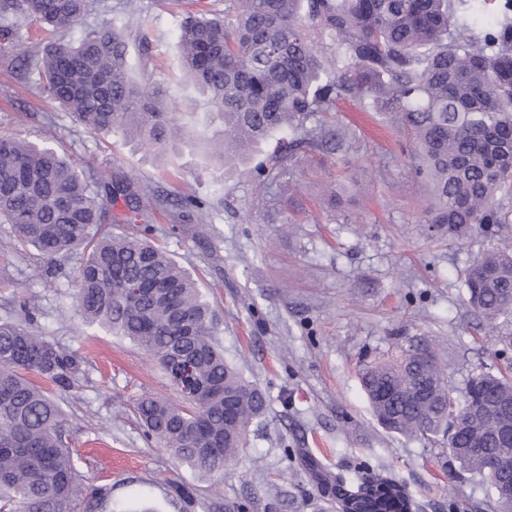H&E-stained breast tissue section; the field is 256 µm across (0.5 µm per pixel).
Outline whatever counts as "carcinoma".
<instances>
[{
  "instance_id": "cac0c4a2",
  "label": "carcinoma",
  "mask_w": 512,
  "mask_h": 512,
  "mask_svg": "<svg viewBox=\"0 0 512 512\" xmlns=\"http://www.w3.org/2000/svg\"><path fill=\"white\" fill-rule=\"evenodd\" d=\"M481 0H229L218 16L185 18L177 50L186 74L224 115L219 155L244 156L274 132L291 134L290 149L321 145L339 135L331 112L354 98L368 110L403 121L432 206L425 223L461 239L508 223L512 198V0L480 37L468 20ZM88 0H0V41L32 20L56 35L76 25ZM336 36V70H328L309 40L305 21ZM50 99L85 129L120 131L161 148L175 138L158 84H138L127 73L125 34L89 31L73 45L56 39L35 64ZM319 114L318 125L307 123ZM124 199L131 219L141 215L128 184L109 188ZM0 220L14 236L53 258L89 249L78 269L75 305L91 326L139 345L170 373L169 351L196 358L195 374L213 386L206 398L173 385L178 400L144 397L136 413L149 437L212 482L238 462L266 395L224 360L208 305L190 273L142 235L98 233L104 207L95 185L54 148L17 137L0 138ZM470 308L487 321L495 342L512 345V249L477 257L464 280ZM416 349L362 369L372 413L385 429L448 436V455L486 482L497 512H512V445L494 440L512 426V380L478 370L457 389L439 368L415 360ZM72 351L33 331L0 325V512H93L109 489L91 496L77 479L69 434L50 387H72L81 374ZM489 407L486 418L456 420L469 401ZM490 442L487 454L469 451L471 439ZM321 494L337 512H417L418 504L394 476L369 471L349 480L319 478Z\"/></svg>"
}]
</instances>
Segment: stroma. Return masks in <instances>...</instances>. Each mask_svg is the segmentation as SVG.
I'll use <instances>...</instances> for the list:
<instances>
[{
  "mask_svg": "<svg viewBox=\"0 0 512 512\" xmlns=\"http://www.w3.org/2000/svg\"><path fill=\"white\" fill-rule=\"evenodd\" d=\"M89 0L64 38L95 27L125 30L129 72L160 84L181 133L150 151L119 132L93 134L53 103L35 61L45 36L22 23L0 44V137L44 141L97 181L130 182L153 212L152 238L189 270L214 313L227 360L266 392L265 414L219 488L148 439L134 406L175 398L141 348L84 322L73 306L87 253L47 259L0 224V324H27L73 351L82 374L56 394L84 484L110 488L95 512H333L315 472L393 474L420 512H495L487 484L448 469V440L384 430L359 383L361 367L396 344H431L463 387L476 368L512 364L471 311L464 277L482 252L512 247V223L461 241L428 231V189L402 123L339 102L335 149L277 154L274 133L246 156L223 161L212 141L223 122L187 79L176 48L186 13L223 14L224 0ZM207 205L179 206L185 195Z\"/></svg>",
  "mask_w": 512,
  "mask_h": 512,
  "instance_id": "stroma-1",
  "label": "stroma"
}]
</instances>
